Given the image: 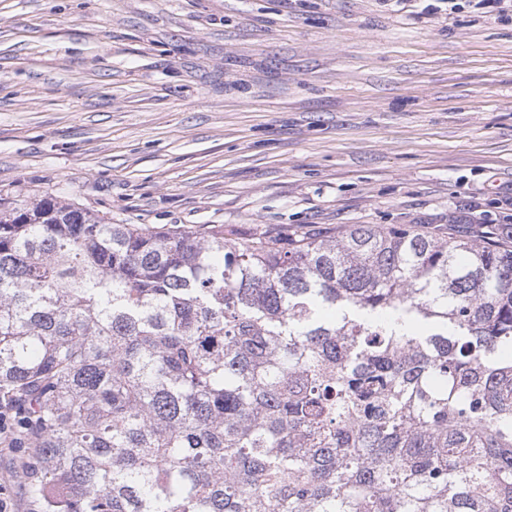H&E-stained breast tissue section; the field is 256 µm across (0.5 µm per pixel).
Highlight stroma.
Wrapping results in <instances>:
<instances>
[{
	"label": "stroma",
	"instance_id": "35a3bbf8",
	"mask_svg": "<svg viewBox=\"0 0 512 512\" xmlns=\"http://www.w3.org/2000/svg\"><path fill=\"white\" fill-rule=\"evenodd\" d=\"M0 0V197L115 224L512 225V8ZM16 449L0 502L34 512Z\"/></svg>",
	"mask_w": 512,
	"mask_h": 512
}]
</instances>
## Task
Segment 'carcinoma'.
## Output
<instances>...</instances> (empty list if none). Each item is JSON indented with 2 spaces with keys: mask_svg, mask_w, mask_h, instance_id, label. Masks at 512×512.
I'll return each mask as SVG.
<instances>
[{
  "mask_svg": "<svg viewBox=\"0 0 512 512\" xmlns=\"http://www.w3.org/2000/svg\"><path fill=\"white\" fill-rule=\"evenodd\" d=\"M506 234L0 201V408L36 512H512Z\"/></svg>",
  "mask_w": 512,
  "mask_h": 512,
  "instance_id": "cac0c4a2",
  "label": "carcinoma"
}]
</instances>
